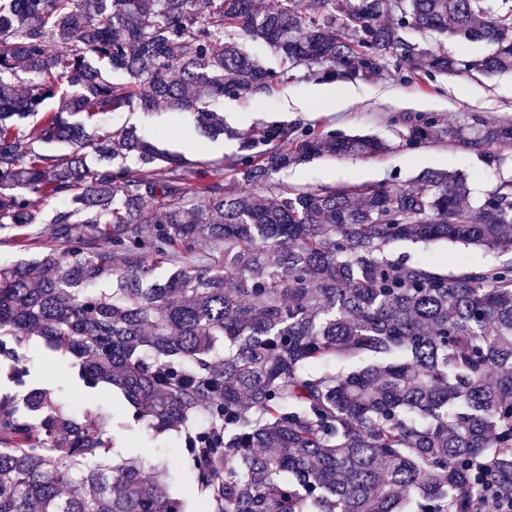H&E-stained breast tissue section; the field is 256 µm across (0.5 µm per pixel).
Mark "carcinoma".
I'll return each instance as SVG.
<instances>
[{
  "label": "carcinoma",
  "instance_id": "1",
  "mask_svg": "<svg viewBox=\"0 0 512 512\" xmlns=\"http://www.w3.org/2000/svg\"><path fill=\"white\" fill-rule=\"evenodd\" d=\"M423 35L439 48H420ZM478 41L492 45L479 58L448 48ZM393 59L431 78L512 72V0H0V227L41 223L30 193L67 201L40 258L0 267L11 379L24 383L35 333L156 432L185 430L204 512H496L493 495L512 498V261L442 274L386 249H512V175L478 198L463 174L429 169L413 186L286 189L269 204L254 188L277 172L392 145L272 123L240 135L239 154L199 172L191 194L181 159L137 126L87 131L162 103L200 135L233 137L226 98L269 94L296 69L366 80ZM398 135L478 150L511 145L512 123L474 114ZM125 155L139 167L108 164ZM165 264L168 277L144 285ZM104 278L110 294L94 289ZM0 512L183 507L162 471L114 460L92 414L42 387L0 400Z\"/></svg>",
  "mask_w": 512,
  "mask_h": 512
}]
</instances>
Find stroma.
<instances>
[{
  "label": "stroma",
  "instance_id": "stroma-1",
  "mask_svg": "<svg viewBox=\"0 0 512 512\" xmlns=\"http://www.w3.org/2000/svg\"><path fill=\"white\" fill-rule=\"evenodd\" d=\"M330 91L346 93L345 105L336 111L326 108L325 95ZM222 113L226 122L248 133L264 124L295 123L318 132L343 135L372 134L392 139L394 129L405 122L434 117L440 124L462 122L468 115L478 114L488 122L512 121V75L488 76L478 72L431 78L411 74L406 64L390 66L368 80L331 84L309 82L297 78L278 88L262 105L240 99H225ZM126 123L142 126L150 138L164 150L179 155L188 188H195L198 170L213 168L239 152V142L226 137L197 144L189 132L193 124L188 114L163 112L148 116L141 112H117L108 115L103 126L114 130ZM443 169L458 171L468 177L474 193L492 188L496 181L479 155L467 145L446 141L416 147L394 146L373 158L321 156L308 163L276 174L277 184L294 189L337 188L368 182L409 184L422 171ZM30 203L42 218L41 223L26 226L28 246L15 243L17 229H0V266L38 258L48 242L50 220L60 204L31 196ZM390 257H407L422 261L437 272H454L461 267H477L499 260H512V250L499 254L478 247L436 242L431 244L397 241L388 248ZM26 368L24 384H16L0 373V399L20 397L26 388L46 387L64 403L77 408L108 415L105 433L118 454L137 452L148 464L169 463L167 484L171 492L184 502V512H197V502L189 488L193 483L192 460L178 450L175 434H155L148 422L135 420L133 408L123 394L112 387L89 388L78 378L77 368L60 371L54 355L37 335L26 336L24 342Z\"/></svg>",
  "mask_w": 512,
  "mask_h": 512
}]
</instances>
